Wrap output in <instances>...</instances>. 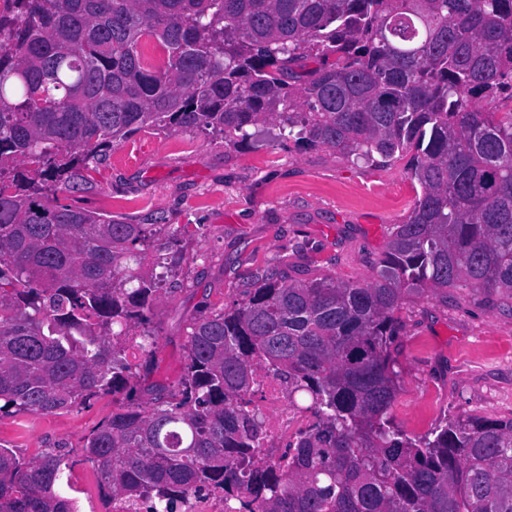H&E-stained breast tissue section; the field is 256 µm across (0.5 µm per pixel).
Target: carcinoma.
Returning <instances> with one entry per match:
<instances>
[{"mask_svg": "<svg viewBox=\"0 0 512 512\" xmlns=\"http://www.w3.org/2000/svg\"><path fill=\"white\" fill-rule=\"evenodd\" d=\"M265 123L354 164L409 153L421 193L372 280L293 279L278 258L242 300L192 318L178 393L130 401L87 438L105 491L244 489L259 512H512V418L406 436L389 355L409 294L512 296V0H15L0 17V413L132 398L124 340L166 284L145 260L180 230L61 196L146 128L248 145ZM259 364L314 416L275 463L252 456L259 421L242 408ZM65 465L0 446V512H76L57 491Z\"/></svg>", "mask_w": 512, "mask_h": 512, "instance_id": "obj_1", "label": "carcinoma"}]
</instances>
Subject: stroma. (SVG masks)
<instances>
[{"label": "stroma", "instance_id": "35a3bbf8", "mask_svg": "<svg viewBox=\"0 0 512 512\" xmlns=\"http://www.w3.org/2000/svg\"><path fill=\"white\" fill-rule=\"evenodd\" d=\"M407 164L403 156L355 165L324 147L299 149L272 124L256 127L250 148L198 131L150 129L115 145L91 171L81 205L133 224L161 215L184 229L171 250L176 287L149 312L153 355L132 361L138 400L156 384L178 390L188 320L242 299L252 273L272 259L286 256L296 278L371 280L420 191ZM397 317L390 355L400 391L391 416L400 429L420 437L459 416L512 418V297L426 292L405 299ZM123 400L103 394L58 414H2L0 446L28 459L64 455L60 493L78 500L81 512H108L82 448Z\"/></svg>", "mask_w": 512, "mask_h": 512}]
</instances>
